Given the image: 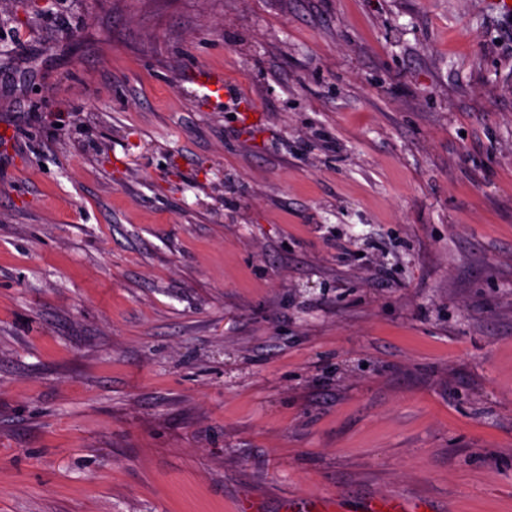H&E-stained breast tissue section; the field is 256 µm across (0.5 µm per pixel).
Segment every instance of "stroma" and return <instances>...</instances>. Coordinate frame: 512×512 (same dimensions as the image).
<instances>
[{
    "instance_id": "obj_1",
    "label": "stroma",
    "mask_w": 512,
    "mask_h": 512,
    "mask_svg": "<svg viewBox=\"0 0 512 512\" xmlns=\"http://www.w3.org/2000/svg\"><path fill=\"white\" fill-rule=\"evenodd\" d=\"M493 2L0 0V512H512ZM430 512L426 504L391 494H378L363 503L362 512ZM288 510L293 512H341L337 499L324 500L313 498H306L289 504Z\"/></svg>"
}]
</instances>
